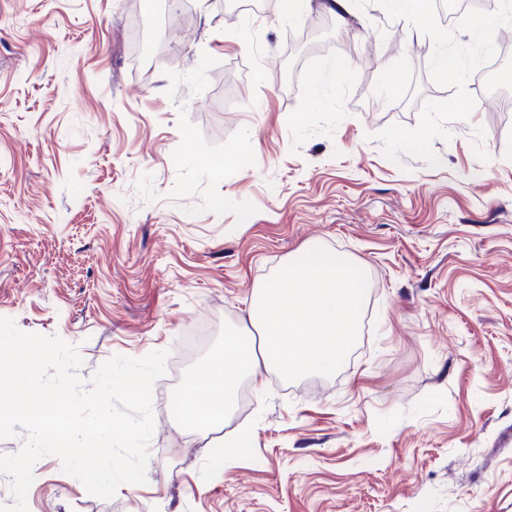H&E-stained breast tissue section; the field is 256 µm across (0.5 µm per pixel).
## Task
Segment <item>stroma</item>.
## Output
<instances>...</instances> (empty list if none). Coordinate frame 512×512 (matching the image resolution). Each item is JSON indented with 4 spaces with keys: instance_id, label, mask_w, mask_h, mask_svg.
I'll return each mask as SVG.
<instances>
[{
    "instance_id": "35a3bbf8",
    "label": "stroma",
    "mask_w": 512,
    "mask_h": 512,
    "mask_svg": "<svg viewBox=\"0 0 512 512\" xmlns=\"http://www.w3.org/2000/svg\"><path fill=\"white\" fill-rule=\"evenodd\" d=\"M139 3L0 0V317L86 383L170 353L146 484L103 499L45 456L28 512H512V112L475 87L470 16ZM311 245L367 275L368 332L180 427L185 369Z\"/></svg>"
}]
</instances>
